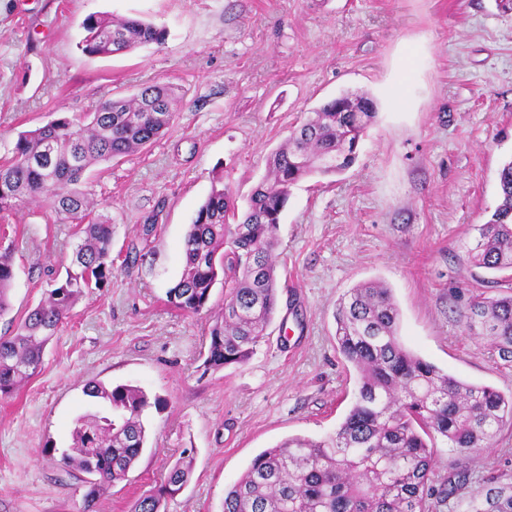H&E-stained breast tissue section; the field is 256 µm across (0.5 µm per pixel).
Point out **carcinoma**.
<instances>
[{"instance_id": "cac0c4a2", "label": "carcinoma", "mask_w": 512, "mask_h": 512, "mask_svg": "<svg viewBox=\"0 0 512 512\" xmlns=\"http://www.w3.org/2000/svg\"><path fill=\"white\" fill-rule=\"evenodd\" d=\"M79 49L90 57L162 46L165 26L136 18L92 14L82 23ZM179 89L147 85L115 97L93 112L61 116L20 133L12 156L0 164V220L25 202L49 209L80 233L66 276L50 277L46 296L16 327L0 336V396L15 394L33 377L44 345L78 300L109 284L114 271L112 219L83 188L94 164L146 147L171 125ZM376 118L374 101L347 93L312 116L268 159L269 174L239 210L223 178L190 224L184 269L166 291L171 307L198 315L210 310L216 285L224 313L209 332L206 366L219 369L249 359L278 309L277 231L290 188L310 176H335L356 160L359 141ZM466 247L475 267L512 271V160L499 172V203L476 226ZM14 280L11 253H0V316L9 309ZM336 347L357 374L355 400L336 431L321 439L289 438L257 455L224 493L223 512H433L453 500L452 512H512V472L470 485L463 470L435 491L437 440L461 453L481 448L504 419L512 398L466 383L403 347L391 289L371 281L350 289L336 305ZM465 331L490 342L512 363V294L476 295L462 314ZM85 395L99 409L76 419L73 446L61 456L68 469L95 476L82 512H94L104 488L127 477L146 444L143 415L164 401L134 385L95 383ZM181 457L131 512H165L190 480Z\"/></svg>"}]
</instances>
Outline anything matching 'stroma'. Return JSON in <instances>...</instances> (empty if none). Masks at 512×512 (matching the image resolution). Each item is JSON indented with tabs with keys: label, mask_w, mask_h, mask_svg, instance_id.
I'll return each instance as SVG.
<instances>
[{
	"label": "stroma",
	"mask_w": 512,
	"mask_h": 512,
	"mask_svg": "<svg viewBox=\"0 0 512 512\" xmlns=\"http://www.w3.org/2000/svg\"><path fill=\"white\" fill-rule=\"evenodd\" d=\"M100 12L166 26L163 46L89 57L81 23ZM181 87L172 126L147 148L92 167L85 184L109 202L115 272L84 295L45 345L38 372L0 398V512H80L84 484L60 459L89 382L161 397L144 415L147 448L95 512H129L189 451L193 473L166 512H222L253 458L291 437L335 432L356 372L336 348V303L378 280L399 310V339L461 380L512 396V367L459 321L472 297L512 280L466 262L464 247L498 198L512 159V12L495 0H0V159L17 135L149 83ZM347 91L377 118L355 164L292 187L278 231L279 310L249 359L204 366L214 313L166 302L183 240L216 178L244 202L267 159L309 113ZM157 228L142 237L145 217ZM78 242L38 204L11 220L15 278L0 336L42 299L44 269L64 270ZM143 249L132 266L129 246ZM439 481L460 469L512 471V420L487 447L439 444Z\"/></svg>",
	"instance_id": "obj_1"
}]
</instances>
